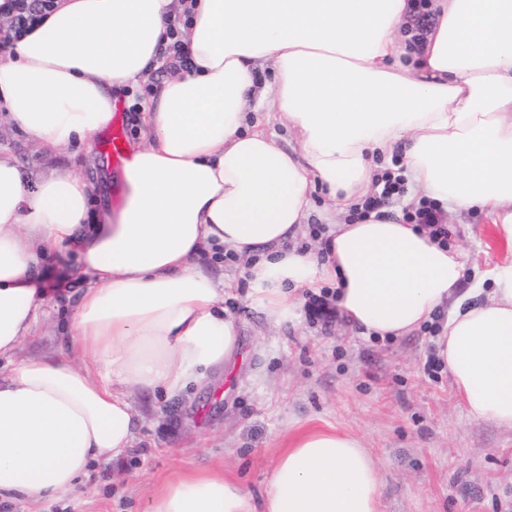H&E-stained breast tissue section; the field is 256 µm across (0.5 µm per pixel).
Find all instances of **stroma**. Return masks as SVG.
<instances>
[{
  "label": "stroma",
  "mask_w": 512,
  "mask_h": 512,
  "mask_svg": "<svg viewBox=\"0 0 512 512\" xmlns=\"http://www.w3.org/2000/svg\"><path fill=\"white\" fill-rule=\"evenodd\" d=\"M168 75L159 70L130 86L113 87L114 115L128 145L140 141L142 115L132 99L147 102ZM0 153L13 155L28 182L51 170L82 167L119 199V172L101 169L98 147H55L31 142L0 105ZM332 200L313 192L299 233L288 248L319 252L328 220H340ZM449 244L466 260L470 303L489 299L488 273L512 264V241L483 213L443 216ZM211 274L228 288L224 308L236 319L241 350L212 387L151 407L134 396L138 412L130 451L115 462L96 461L80 489L38 503L8 502L0 512H146L151 497L174 475L206 469L242 480L259 494L274 462L291 438L311 428H333L362 440L378 459L381 512H512V428L473 420L455 395L446 370L434 361L445 313L413 332L387 341L370 339L342 319L311 321V289L293 319L276 322L250 300L245 263L212 264ZM40 274L44 313L0 371L30 359H62L64 340L82 294L91 285L74 250L49 254ZM60 281L70 289L57 291Z\"/></svg>",
  "instance_id": "obj_1"
}]
</instances>
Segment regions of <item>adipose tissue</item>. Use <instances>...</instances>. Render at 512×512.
Listing matches in <instances>:
<instances>
[{
	"label": "adipose tissue",
	"mask_w": 512,
	"mask_h": 512,
	"mask_svg": "<svg viewBox=\"0 0 512 512\" xmlns=\"http://www.w3.org/2000/svg\"><path fill=\"white\" fill-rule=\"evenodd\" d=\"M56 0L0 55V101L37 143L92 145L112 120V88L174 63L143 109V141L122 172L119 207L87 224L92 184L74 169L29 189L0 155V356L39 321L41 261L74 249L92 285L66 342L80 364L31 359L0 375V500L40 502L78 488L93 461L132 446V392L175 398L204 386L241 346L224 281L207 264L233 250L252 295L277 321L298 289L336 284V308L367 335L392 339L450 313L437 342L475 420L512 427V264L494 295L456 296L464 254L415 224L371 212L330 231L327 259L286 249L313 190L340 212L369 195L402 154L411 188L478 210L512 241V0H430L423 40L413 0ZM268 65L271 78L259 80ZM270 105L300 151L249 124ZM381 475L357 437H296L253 494L193 471L169 480L149 512H379Z\"/></svg>",
	"instance_id": "ef3b65f1"
}]
</instances>
